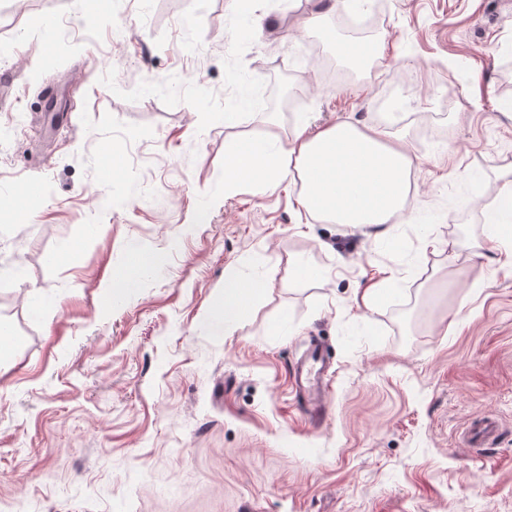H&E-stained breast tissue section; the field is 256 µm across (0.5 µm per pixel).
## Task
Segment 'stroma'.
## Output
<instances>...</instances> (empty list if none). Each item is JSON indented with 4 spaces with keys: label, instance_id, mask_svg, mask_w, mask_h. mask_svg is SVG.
Listing matches in <instances>:
<instances>
[{
    "label": "stroma",
    "instance_id": "1",
    "mask_svg": "<svg viewBox=\"0 0 512 512\" xmlns=\"http://www.w3.org/2000/svg\"><path fill=\"white\" fill-rule=\"evenodd\" d=\"M321 7L0 0V512H512V232L484 218L512 0H366L365 77L324 34L352 8ZM340 118L411 150L394 230L309 214L297 180L225 192L229 145ZM233 271L261 289L228 336ZM312 343L318 424L290 381Z\"/></svg>",
    "mask_w": 512,
    "mask_h": 512
}]
</instances>
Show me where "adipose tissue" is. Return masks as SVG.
Returning <instances> with one entry per match:
<instances>
[{"mask_svg": "<svg viewBox=\"0 0 512 512\" xmlns=\"http://www.w3.org/2000/svg\"><path fill=\"white\" fill-rule=\"evenodd\" d=\"M413 160L401 137L381 126L339 120L317 130L300 124L288 140L266 147L236 144L225 156V187L262 174L302 182L301 204L336 224H395L403 217ZM255 289L233 274L224 280V331L247 315Z\"/></svg>", "mask_w": 512, "mask_h": 512, "instance_id": "obj_1", "label": "adipose tissue"}]
</instances>
